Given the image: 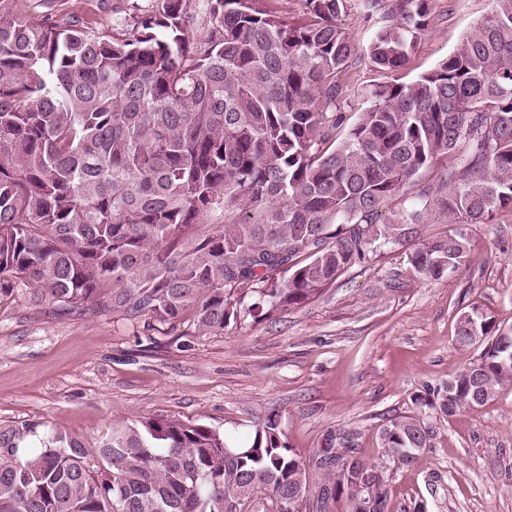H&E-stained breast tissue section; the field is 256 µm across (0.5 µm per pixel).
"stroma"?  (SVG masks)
I'll list each match as a JSON object with an SVG mask.
<instances>
[{
	"label": "stroma",
	"mask_w": 512,
	"mask_h": 512,
	"mask_svg": "<svg viewBox=\"0 0 512 512\" xmlns=\"http://www.w3.org/2000/svg\"><path fill=\"white\" fill-rule=\"evenodd\" d=\"M159 0H19L36 22L54 14L89 31L132 28ZM487 0H433V21L407 67L408 82L448 56ZM344 26L359 51L351 94L385 81L367 55L358 11ZM468 251L437 281L416 278L411 246H384L317 295L274 317L204 333L192 320L166 332L110 312L59 314L28 289L0 301V430L27 423L94 448L118 422L176 416L237 438L279 412L289 445L306 460L350 441L377 463L382 426L429 415L428 387L472 357L455 342L473 307L512 326V211L464 225ZM389 512H512V391L437 421L429 450L393 471Z\"/></svg>",
	"instance_id": "stroma-1"
}]
</instances>
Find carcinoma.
<instances>
[{
  "mask_svg": "<svg viewBox=\"0 0 512 512\" xmlns=\"http://www.w3.org/2000/svg\"><path fill=\"white\" fill-rule=\"evenodd\" d=\"M16 2L0 0V301L21 283L64 313L222 331L306 302L382 245L418 242L413 272L436 281L467 253L461 225L512 208V0H488L411 82L364 88L352 118L343 18L360 11L372 62L395 72L432 0H303L292 23L268 0H161L131 33L32 24ZM414 186L412 207L387 209ZM435 207L455 228L423 240ZM510 333L461 312L457 345L483 349L427 405L445 418L512 390ZM434 436L397 415L386 461L343 445L307 462L277 413L245 440L142 417L112 425L93 465L61 434L1 430L0 512H302L344 494L388 512V471Z\"/></svg>",
  "mask_w": 512,
  "mask_h": 512,
  "instance_id": "cac0c4a2",
  "label": "carcinoma"
}]
</instances>
